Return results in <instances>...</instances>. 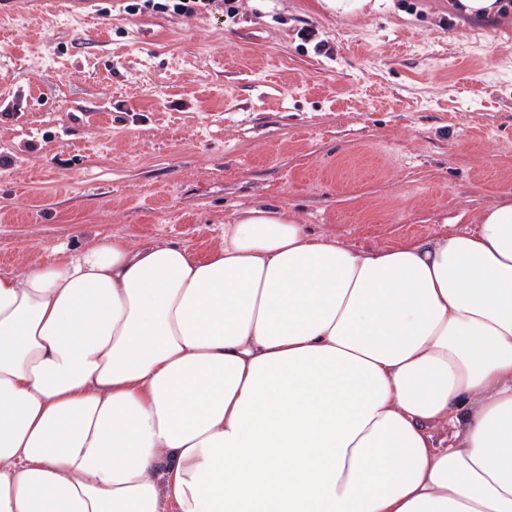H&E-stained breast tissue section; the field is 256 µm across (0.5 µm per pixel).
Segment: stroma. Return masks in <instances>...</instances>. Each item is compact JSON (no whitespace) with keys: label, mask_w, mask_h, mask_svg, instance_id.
Listing matches in <instances>:
<instances>
[{"label":"stroma","mask_w":512,"mask_h":512,"mask_svg":"<svg viewBox=\"0 0 512 512\" xmlns=\"http://www.w3.org/2000/svg\"><path fill=\"white\" fill-rule=\"evenodd\" d=\"M128 2L0 23V272L112 235L202 254L259 200L371 250L512 194V16ZM144 0L145 7H152L153 10L167 12L170 9L180 15L193 16L197 12L208 10L216 0ZM164 2V3H162Z\"/></svg>","instance_id":"obj_1"}]
</instances>
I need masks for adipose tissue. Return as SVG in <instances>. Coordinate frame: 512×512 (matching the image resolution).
Masks as SVG:
<instances>
[{
    "label": "adipose tissue",
    "mask_w": 512,
    "mask_h": 512,
    "mask_svg": "<svg viewBox=\"0 0 512 512\" xmlns=\"http://www.w3.org/2000/svg\"><path fill=\"white\" fill-rule=\"evenodd\" d=\"M473 222L266 203L0 273V512H512V197Z\"/></svg>",
    "instance_id": "obj_1"
}]
</instances>
